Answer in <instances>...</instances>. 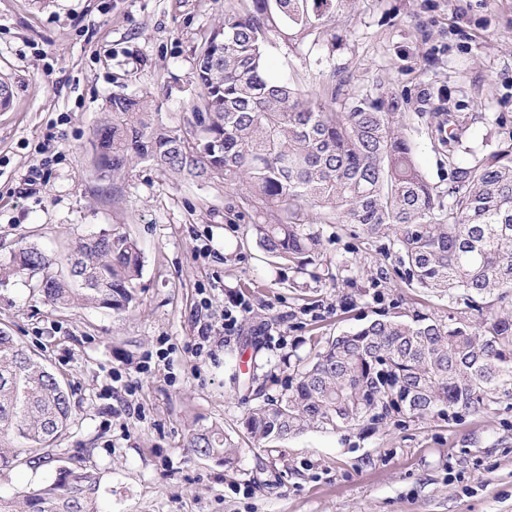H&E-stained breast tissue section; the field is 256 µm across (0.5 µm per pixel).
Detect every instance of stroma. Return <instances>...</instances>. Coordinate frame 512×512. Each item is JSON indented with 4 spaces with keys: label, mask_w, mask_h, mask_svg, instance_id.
<instances>
[{
    "label": "stroma",
    "mask_w": 512,
    "mask_h": 512,
    "mask_svg": "<svg viewBox=\"0 0 512 512\" xmlns=\"http://www.w3.org/2000/svg\"><path fill=\"white\" fill-rule=\"evenodd\" d=\"M223 22L224 0H0V80L13 96L0 110V262L33 246L64 273L72 242L110 229L143 257L138 305L120 316L47 304L26 275L0 285V327L73 391L63 448L96 468L104 512H512V396L460 419L392 416L270 443L239 433L249 408L285 393L310 337L384 311L445 322L465 306L409 286L380 243L341 224L317 227L329 279L297 274L246 237L255 215L228 214L241 190L223 180L146 160L101 175L94 131L109 98L142 97L163 124L186 128L196 53ZM335 34L310 51L273 39L267 64L314 92L332 81L343 98L375 86L397 98L440 194L452 173L431 143L429 92L485 113L468 136L475 155L512 130V0H355ZM200 317L212 331L195 353ZM215 423L239 446L234 468L187 446L190 430Z\"/></svg>",
    "instance_id": "1"
}]
</instances>
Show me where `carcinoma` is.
Instances as JSON below:
<instances>
[{"label":"carcinoma","instance_id":"cac0c4a2","mask_svg":"<svg viewBox=\"0 0 512 512\" xmlns=\"http://www.w3.org/2000/svg\"><path fill=\"white\" fill-rule=\"evenodd\" d=\"M230 2L224 26L197 53L190 134L157 122L143 100L114 95L95 131L98 170L115 177L149 159L176 174L246 185L241 202L257 217L248 225L256 245L301 273L321 263L313 221L330 215L368 238H390L415 287L457 293L479 312L474 326L418 311L312 336L313 357L288 392L246 412L241 431L271 442L314 426L336 430L394 414L461 418L485 408L493 391L512 389V134L460 166L476 116L448 113V137L438 138L454 180L445 205L398 131L396 98L377 86L338 104L335 86L314 97L267 67L271 36L294 50L318 46L355 0ZM141 270L137 242L111 229L72 244L66 278L31 246L0 264V278L29 271L49 304L121 315L137 303ZM71 397L0 329V474L61 461L58 443L75 421ZM187 447L227 467L237 460L236 442L217 424L191 430ZM99 489L95 469L61 465L39 489L0 496V512H101Z\"/></svg>","mask_w":512,"mask_h":512}]
</instances>
